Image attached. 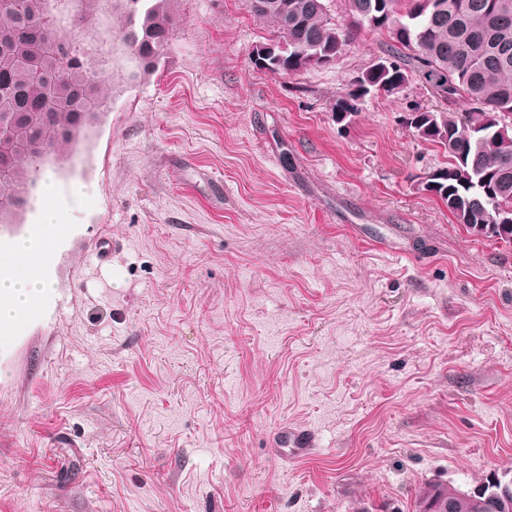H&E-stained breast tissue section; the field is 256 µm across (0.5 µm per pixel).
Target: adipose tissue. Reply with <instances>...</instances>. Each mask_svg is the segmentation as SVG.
I'll return each mask as SVG.
<instances>
[{
	"label": "adipose tissue",
	"instance_id": "ef3b65f1",
	"mask_svg": "<svg viewBox=\"0 0 512 512\" xmlns=\"http://www.w3.org/2000/svg\"><path fill=\"white\" fill-rule=\"evenodd\" d=\"M54 202H47L37 236L18 240L11 257L0 262V358L10 355L32 311L52 291L51 283L35 268L64 231Z\"/></svg>",
	"mask_w": 512,
	"mask_h": 512
}]
</instances>
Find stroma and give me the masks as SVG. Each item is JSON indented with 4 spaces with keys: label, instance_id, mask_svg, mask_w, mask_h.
Instances as JSON below:
<instances>
[{
    "label": "stroma",
    "instance_id": "35a3bbf8",
    "mask_svg": "<svg viewBox=\"0 0 512 512\" xmlns=\"http://www.w3.org/2000/svg\"><path fill=\"white\" fill-rule=\"evenodd\" d=\"M48 10L109 104L0 224V254L45 197L66 224L0 360V512H413L428 484L512 482V243L421 190L447 160L404 119L442 110L424 82L332 112L389 33L280 75L248 0H170L136 77L110 0L80 29ZM294 430L313 451L286 461Z\"/></svg>",
    "mask_w": 512,
    "mask_h": 512
}]
</instances>
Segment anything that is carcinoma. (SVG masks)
<instances>
[{
    "label": "carcinoma",
    "mask_w": 512,
    "mask_h": 512,
    "mask_svg": "<svg viewBox=\"0 0 512 512\" xmlns=\"http://www.w3.org/2000/svg\"><path fill=\"white\" fill-rule=\"evenodd\" d=\"M49 0H0V213L29 202L45 162L75 148L80 129L107 104L109 77L89 66L54 29ZM121 30L135 24L139 37L125 44L137 68L157 69L174 31L168 0H112ZM353 27L331 22L325 0H266L250 12L271 22L275 39L288 44V72L309 67L308 55L335 53L361 28L385 29L395 42L391 56L360 79L359 89L336 99L334 114L356 116L355 98L389 94L408 79H423L450 107L461 111H411L408 125L419 138L448 153L427 174L429 194L448 206L459 224H488L512 209V137L499 118L512 115V0H345ZM456 496L448 500V492ZM451 512H492L490 502L468 491L428 484L415 512L435 502Z\"/></svg>",
    "instance_id": "cac0c4a2"
}]
</instances>
